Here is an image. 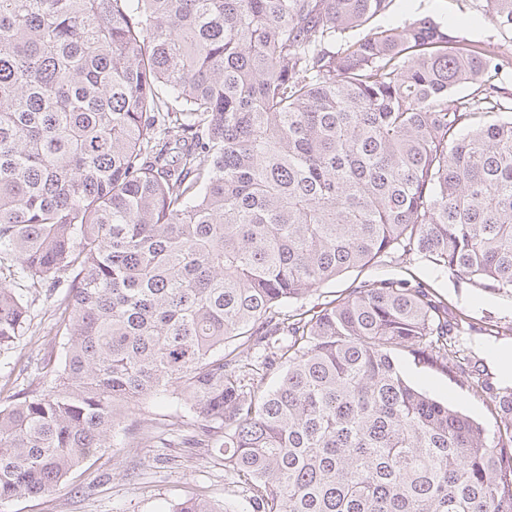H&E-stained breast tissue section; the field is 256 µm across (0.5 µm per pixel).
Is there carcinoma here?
Wrapping results in <instances>:
<instances>
[{
	"mask_svg": "<svg viewBox=\"0 0 512 512\" xmlns=\"http://www.w3.org/2000/svg\"><path fill=\"white\" fill-rule=\"evenodd\" d=\"M392 2L0 0V256L62 290L47 387L0 406V504L169 393L250 512H512V392L490 435L396 363L450 371L463 323L402 279L321 292L415 254L512 289V119L481 121L512 52L370 26ZM30 308L0 277V352Z\"/></svg>",
	"mask_w": 512,
	"mask_h": 512,
	"instance_id": "cac0c4a2",
	"label": "carcinoma"
}]
</instances>
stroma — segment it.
Segmentation results:
<instances>
[{
  "instance_id": "1",
  "label": "stroma",
  "mask_w": 512,
  "mask_h": 512,
  "mask_svg": "<svg viewBox=\"0 0 512 512\" xmlns=\"http://www.w3.org/2000/svg\"><path fill=\"white\" fill-rule=\"evenodd\" d=\"M414 16L450 27L452 35L464 44L512 48V34L490 22L483 0H394L389 13L376 17L375 22L398 25ZM392 276L430 286L449 318L471 325L460 338V369L447 374L402 354L398 361L404 377L430 396L459 407L488 432H495V415L485 397L471 391L470 385L502 386L490 352L512 345V295L475 286L419 255L346 272L331 282L330 288L342 293L361 282ZM58 298V291L46 288L30 294L31 323L26 335L13 349L0 352V405H7L19 390L41 387V360L57 349L59 342L50 331ZM186 420L182 399L163 395L142 401L132 408L124 433L114 438L111 447L74 470L59 490L4 503L0 512H168L171 504L193 493L205 494L219 505L231 503L237 512H249L248 488L225 472L223 455L214 448L187 445L190 428ZM148 423L155 426L153 439L130 447L129 433Z\"/></svg>"
}]
</instances>
